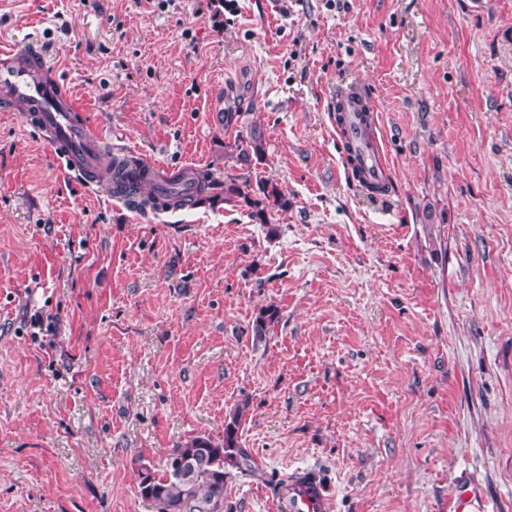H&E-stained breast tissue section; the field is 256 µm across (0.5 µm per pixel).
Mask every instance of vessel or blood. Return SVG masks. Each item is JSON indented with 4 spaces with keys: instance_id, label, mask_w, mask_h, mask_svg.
Returning <instances> with one entry per match:
<instances>
[{
    "instance_id": "obj_1",
    "label": "vessel or blood",
    "mask_w": 512,
    "mask_h": 512,
    "mask_svg": "<svg viewBox=\"0 0 512 512\" xmlns=\"http://www.w3.org/2000/svg\"><path fill=\"white\" fill-rule=\"evenodd\" d=\"M0 106L21 112L27 126L48 145L62 174L81 180L86 187L111 191L96 173L104 157V139L89 123L84 109L62 84L58 69L37 44L0 45ZM344 121L336 132L351 150L360 151L365 169L359 184L370 189L389 181L390 166L378 138V117L358 88L340 92L331 106ZM329 489L305 477L304 470L289 474L277 492L275 512H330Z\"/></svg>"
}]
</instances>
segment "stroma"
I'll use <instances>...</instances> for the list:
<instances>
[{
    "label": "stroma",
    "mask_w": 512,
    "mask_h": 512,
    "mask_svg": "<svg viewBox=\"0 0 512 512\" xmlns=\"http://www.w3.org/2000/svg\"><path fill=\"white\" fill-rule=\"evenodd\" d=\"M0 38L43 46L107 155L221 181L258 127L251 180L288 201L140 209L0 111V512H156L139 469L240 405L257 472L224 512L298 468L332 512H512V0H0ZM351 84L383 198L327 110ZM231 150H225V154L228 153L231 158L235 157L236 162L241 165L249 166L252 157L254 156L256 159H260L263 152V143L261 134L256 129H253L250 132V137L247 139L242 138L237 142L230 145Z\"/></svg>",
    "instance_id": "35a3bbf8"
}]
</instances>
